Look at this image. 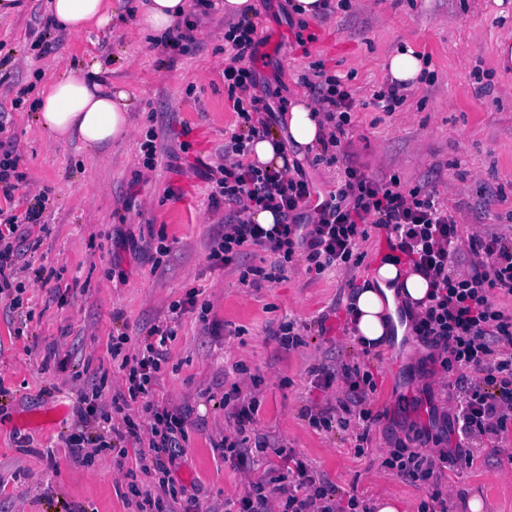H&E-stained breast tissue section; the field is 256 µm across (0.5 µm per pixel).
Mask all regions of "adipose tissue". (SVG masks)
Returning <instances> with one entry per match:
<instances>
[{
  "mask_svg": "<svg viewBox=\"0 0 512 512\" xmlns=\"http://www.w3.org/2000/svg\"><path fill=\"white\" fill-rule=\"evenodd\" d=\"M56 25L77 35L89 23L107 27L110 17L103 0H48ZM188 9L187 0H144L140 25L164 36ZM99 60L82 65L77 73L54 81L36 102V119L49 141L59 144L78 139L90 150L123 142L130 133V103L125 90L98 82ZM284 132L253 139L251 158L267 168L284 169L289 149L307 152L320 148L325 130L316 104L307 98L293 102L283 115ZM429 282L422 275L383 263L369 285L354 293L357 311L354 335L358 341L384 346L400 342L410 322L413 303L425 300Z\"/></svg>",
  "mask_w": 512,
  "mask_h": 512,
  "instance_id": "1",
  "label": "adipose tissue"
}]
</instances>
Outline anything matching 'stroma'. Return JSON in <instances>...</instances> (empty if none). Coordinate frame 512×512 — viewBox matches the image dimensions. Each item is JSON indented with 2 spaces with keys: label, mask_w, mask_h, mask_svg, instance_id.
<instances>
[{
  "label": "stroma",
  "mask_w": 512,
  "mask_h": 512,
  "mask_svg": "<svg viewBox=\"0 0 512 512\" xmlns=\"http://www.w3.org/2000/svg\"><path fill=\"white\" fill-rule=\"evenodd\" d=\"M17 4L0 17V113L7 115L0 141L13 145L25 174L16 213L44 190L53 206L47 229L27 225L37 246L20 255L11 288L0 294V512H143L138 493L155 477L139 467L138 442L126 441L122 463L108 448L79 461L64 437L81 430L73 414L80 392L99 389L107 405L122 386L110 337L125 333L132 354L162 321L175 336L159 395L187 413L170 478L196 486L201 512H224L247 481L270 479L277 446L328 481L340 504L354 497L372 507L390 497L402 512H418L426 488L385 460L398 442L413 447L420 432L444 429L447 376L432 369L414 336L372 358L346 323L351 286H362L378 261V230L361 242V264L313 277L297 262L258 288L240 283V269L269 268L270 253L226 268L209 260L210 238L229 211L212 207L204 171L223 164L237 129L224 81L223 11L196 6L193 36L171 56L140 31V0H105L111 24L78 35L45 30L46 0ZM288 4L255 0L257 94L271 109L290 107L308 94L306 79L322 71L339 76L358 103L337 162L312 153L300 160L320 197L335 191L340 161L350 155L370 176L396 174L434 194L452 207L463 233L479 224L512 238V75L494 64L498 42L512 35V0H329L315 19L293 15ZM302 30L313 39L301 47L295 36ZM402 47L426 60L428 78L385 112L374 96L386 83L388 58ZM92 56L131 103L128 138L96 153L77 141L49 143L34 118L41 92ZM149 130L157 146L152 168L141 152ZM154 237L172 248L159 265L146 247ZM40 266L55 269L57 279L34 284L29 271ZM195 289L207 312H172ZM289 321L301 339L290 350L278 341ZM355 364L374 375L366 406L380 415L361 453L353 431L321 432L305 415L310 406L336 407L347 389L340 371ZM319 365L332 372L330 386L314 374ZM252 382L254 428L273 448L242 463L223 460L213 448L226 425L220 399ZM443 490L448 512H469L473 498L482 512H512V442L474 447L472 462L449 471Z\"/></svg>",
  "instance_id": "obj_1"
}]
</instances>
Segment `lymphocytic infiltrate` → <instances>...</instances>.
<instances>
[{
    "mask_svg": "<svg viewBox=\"0 0 512 512\" xmlns=\"http://www.w3.org/2000/svg\"><path fill=\"white\" fill-rule=\"evenodd\" d=\"M227 64L224 79L228 99L242 128L232 133L224 146V165L210 171L211 201L224 205L234 215L212 237L209 258L216 265L238 263L249 251L260 249L275 255L274 268L284 271L295 256H303L307 273L342 269L362 259L359 244L370 229L386 233L393 242L389 262L407 264L425 277L431 287L425 306L412 313V331L423 344L437 350L439 366L455 374L456 400L448 410L449 432L454 446L440 449L437 456L423 454L407 444L391 452L388 466L403 479L430 486L420 512H448L442 484L448 469L470 460L473 442L499 444L512 434V312L499 308L494 295L512 297V238L476 231L462 235L449 207L436 202L420 187L408 188L398 175L376 179L354 163H347L336 190L328 199L313 203L314 187L301 168L261 170L245 157L252 139L267 135L263 118L269 109L263 97L253 94L256 85L252 67L258 45L257 27L244 18L224 33ZM331 130L327 146H340L350 124L355 99L339 77L328 75L313 87ZM52 205L42 194L24 218H0V293L11 286L14 247L11 239L20 220L40 223ZM312 207L314 215L299 223L298 212ZM275 210L278 224L271 229L245 220L246 210ZM468 253L469 268H454L461 253ZM174 330L170 325L150 326L135 354H124L126 336L112 337L107 348L125 376L123 389L112 397L111 407L101 404V393H80L76 413L79 420L95 419L100 431L66 438L74 457H88L110 441L147 440V451L139 455L143 471L159 474L158 485L167 488V478L186 438V414L159 402L157 389L161 369L168 359L167 344ZM348 400L355 406L353 417L343 413H309L310 425L319 431L345 430L358 424L357 448H364L377 416L366 408V396L376 382L371 372L345 367ZM229 426L214 447L220 457L231 460L248 448L264 451L268 440L250 436L257 411L255 397L224 398ZM277 471L269 481L249 482L241 497L225 502L224 512H353L357 500L337 505L328 482L316 478L307 465L290 451L278 449Z\"/></svg>",
    "mask_w": 512,
    "mask_h": 512,
    "instance_id": "lymphocytic-infiltrate-1",
    "label": "lymphocytic infiltrate"
}]
</instances>
